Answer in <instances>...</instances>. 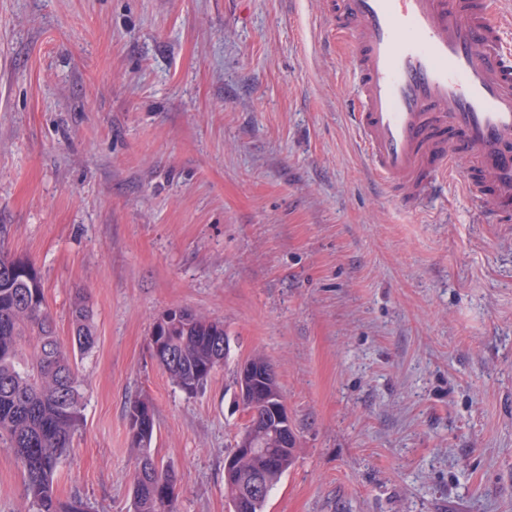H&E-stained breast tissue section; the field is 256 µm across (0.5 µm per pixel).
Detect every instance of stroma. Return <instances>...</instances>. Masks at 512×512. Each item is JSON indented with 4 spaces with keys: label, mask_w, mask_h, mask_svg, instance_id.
<instances>
[{
    "label": "stroma",
    "mask_w": 512,
    "mask_h": 512,
    "mask_svg": "<svg viewBox=\"0 0 512 512\" xmlns=\"http://www.w3.org/2000/svg\"><path fill=\"white\" fill-rule=\"evenodd\" d=\"M324 3L0 0V244L62 342L80 292L97 333L61 497L132 512L145 396L176 512H229L235 374L259 354L297 435L264 512H512V223L464 156L408 208L371 178ZM175 307L229 339L193 396L149 347ZM0 512H33L2 444Z\"/></svg>",
    "instance_id": "obj_1"
}]
</instances>
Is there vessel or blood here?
I'll list each match as a JSON object with an SVG mask.
<instances>
[{"label":"vessel or blood","mask_w":512,"mask_h":512,"mask_svg":"<svg viewBox=\"0 0 512 512\" xmlns=\"http://www.w3.org/2000/svg\"><path fill=\"white\" fill-rule=\"evenodd\" d=\"M497 0H341L322 23L355 58L350 120L372 176L407 187L411 205L436 192L456 156L489 216L512 223V67ZM458 141L439 138L444 129Z\"/></svg>","instance_id":"1"}]
</instances>
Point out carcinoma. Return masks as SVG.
Masks as SVG:
<instances>
[{"label": "carcinoma", "mask_w": 512, "mask_h": 512, "mask_svg": "<svg viewBox=\"0 0 512 512\" xmlns=\"http://www.w3.org/2000/svg\"><path fill=\"white\" fill-rule=\"evenodd\" d=\"M72 345L61 344L34 264L0 248V440L10 449L36 512H89L79 495L60 497L55 488L62 459L83 420L77 356L96 343L88 297H75L70 308ZM224 324L187 308L168 309L154 322L149 345L163 341L177 353L163 369L188 395L200 392L218 358L224 359ZM128 429L140 438L133 475L134 512H174L176 476L149 452L155 412L147 397L130 401ZM294 463V449L281 454L279 468L262 476L270 492ZM259 459L245 458L235 480L224 482L229 501L245 488Z\"/></svg>", "instance_id": "carcinoma-1"}]
</instances>
